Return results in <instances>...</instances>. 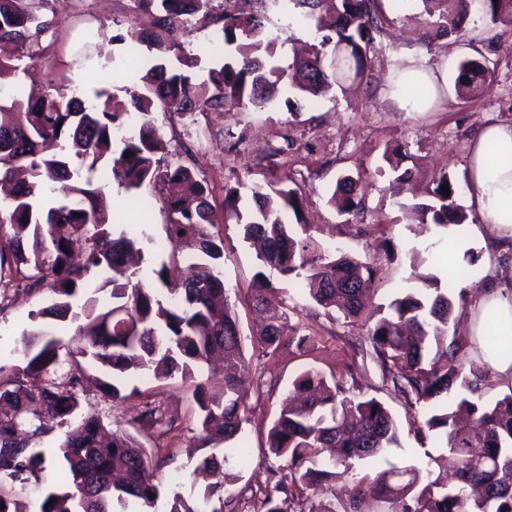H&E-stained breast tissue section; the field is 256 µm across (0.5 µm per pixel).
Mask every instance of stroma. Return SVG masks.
<instances>
[{
  "instance_id": "obj_1",
  "label": "stroma",
  "mask_w": 512,
  "mask_h": 512,
  "mask_svg": "<svg viewBox=\"0 0 512 512\" xmlns=\"http://www.w3.org/2000/svg\"><path fill=\"white\" fill-rule=\"evenodd\" d=\"M228 5L262 16L266 26L278 32L277 52L283 61L291 60L294 47L312 39L306 20L289 14L282 0H228ZM414 13L412 0L401 7L395 0H386V33L371 59L368 82L344 93L330 90L303 111H287L284 102L292 92L284 87L265 105L199 112L189 117L160 111L152 115L169 154L191 148L192 164L208 184L209 200L216 212L224 210L225 185L239 180L271 178L298 188L304 199L303 220L313 225L315 237L377 264L379 274L371 291L376 306L388 305L409 287L413 273L410 252L418 253L424 269L445 276L451 260L449 249L460 230L468 234L470 249L478 256L462 283L469 298L479 297L485 276L512 280V261L494 260V249L477 213H470L461 227L420 231L411 215L395 205L387 175L377 171L384 150L397 148L406 153V166L420 171L418 191H425L432 173L443 168L454 173L459 189H466L468 146L476 131L492 118L512 121V25L499 26L494 38L484 40L480 37L484 22L475 13L466 26V38H443L430 46ZM44 15L51 26L32 68L18 81L0 82V96L9 97L21 83L37 90L53 88L65 95L78 90L90 96L101 90L117 103L128 104V74L150 56L147 44L131 39L130 34L151 27V16L134 11L132 0H48ZM118 34L124 35V43H113V36ZM475 49L497 60L498 66L483 95L464 100L455 93V67L461 57ZM412 61L444 76L436 104L425 112L402 110L389 95L393 71ZM344 171L358 176L357 193L364 202L363 212L346 223L329 203L336 177ZM102 190L111 208L121 210L123 223L153 238L140 271L145 282H153V270L165 257V215L159 200H152L142 212L130 208V194L117 184L103 185ZM220 232L224 238V278L230 285L228 298L236 305L242 333L248 337L261 322L246 301L255 286L256 255L243 242L236 225H223ZM277 292L289 323L302 324L314 343L305 352L293 346L267 356L250 348L245 351L250 362L248 379L257 399L250 406L249 422L241 434L247 461L233 464L240 479L226 489L236 500L234 512H262L260 502L270 478L286 473V461L269 452L266 437L291 381L307 366L342 377L354 392L382 399L398 421L404 446L402 460L427 467L430 457L439 453L434 440L418 431L401 399L385 389L378 365L354 355L355 347L366 339V327L328 317L298 284L278 282ZM52 299L44 289L12 294L0 301L1 372L8 375L22 365L21 334L35 326L30 314ZM86 373L84 406L104 422L117 416L131 419L147 401L161 403L175 418L176 428L166 437L139 436L152 456L167 459L161 471L165 483L190 484L203 456H223V442L208 439L201 432L197 406L180 379L162 383L134 379L137 395L116 408L100 391L102 372L90 366Z\"/></svg>"
}]
</instances>
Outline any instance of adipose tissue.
Segmentation results:
<instances>
[{
  "label": "adipose tissue",
  "instance_id": "obj_1",
  "mask_svg": "<svg viewBox=\"0 0 512 512\" xmlns=\"http://www.w3.org/2000/svg\"><path fill=\"white\" fill-rule=\"evenodd\" d=\"M490 145L495 155H488ZM467 197L490 240L497 245L512 242V122L485 123L471 142Z\"/></svg>",
  "mask_w": 512,
  "mask_h": 512
}]
</instances>
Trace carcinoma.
<instances>
[{
  "label": "carcinoma",
  "mask_w": 512,
  "mask_h": 512,
  "mask_svg": "<svg viewBox=\"0 0 512 512\" xmlns=\"http://www.w3.org/2000/svg\"><path fill=\"white\" fill-rule=\"evenodd\" d=\"M46 0H0V80L14 77L32 46L48 31L41 14ZM135 11L152 16L165 33H137L157 51L136 72L131 107L140 121L127 127L129 113L112 111L110 96L16 94L0 99V179L18 169L27 175L0 200V288L54 294L51 305L31 313L45 324L22 335L25 366L0 379V512H14L7 489L39 478L47 455L59 456L67 473L42 489L39 512H143L159 499L169 512H224L233 498L218 492L231 482L228 457L205 456L197 469L214 482L200 496H184L159 477L166 459L151 457L135 436L115 430L104 437L100 419L82 416L80 390L84 364L98 366L112 381L101 382L116 405L129 395L117 383L132 377L158 382L180 377L198 408L201 431L232 444L248 423L250 388L239 375L199 377L215 356L248 362L239 315L229 303L228 284L218 260L224 239L211 229L217 216L207 184L186 163L161 164L166 143L152 112L183 116L208 110L244 108L268 101L279 83L291 86L285 101L298 111L334 83L343 86L368 77L369 55L383 34L382 0H286L315 22L307 54L284 64L277 56L279 36L262 17L229 10L224 0H133ZM424 6L425 38L466 34L473 6L492 33L512 24V0H419ZM197 27L209 41L224 44L222 63L198 82L186 73L200 64L185 53L177 33ZM172 52L184 69L167 71ZM486 57L467 56L457 65L455 90L472 99L490 84ZM132 156L125 157V153ZM404 155L387 151L395 203L411 207L422 224H464L453 174L442 169L431 179L426 199L407 204L404 194L416 179L402 167ZM100 174L129 192L148 185L164 192L167 259L186 267L183 279L163 278L167 264L154 270L159 290L145 284L133 266L143 242L122 228L115 214L100 207ZM448 185L444 196L442 185ZM356 181L343 175L330 202L341 215L363 209ZM298 191L279 182L225 186L224 223L239 226L243 241L256 247L262 286L248 300L256 307L280 304L266 272L297 280L308 297L328 313L339 312L367 328V341L382 365L386 383L409 410L424 407L419 429L454 458L430 457L425 469L398 466L389 457L402 451L395 416L375 396L351 393L343 379L310 366L293 379L279 415L267 435L269 452L287 462L288 473L264 494L265 512H512V383L500 380L483 360L478 345L450 333L456 309L467 310L465 289L456 279L420 270L411 257L414 286L388 306L371 307L366 292L376 267L323 245L302 221ZM293 213L295 223L286 220ZM100 283L83 303L72 299L87 289L90 276ZM485 346L512 356L494 315L485 318ZM70 328L69 346L55 338ZM274 314L253 334L263 353L284 343L303 351L313 338ZM65 354H60V351ZM506 391L484 399L492 386ZM71 428L57 448L36 445L50 432L45 418ZM136 423L162 437L176 426L162 405L146 402ZM388 467H379L380 462Z\"/></svg>",
  "instance_id": "carcinoma-1"
}]
</instances>
